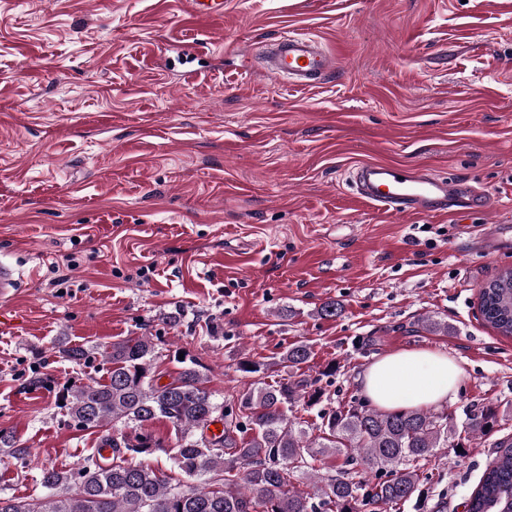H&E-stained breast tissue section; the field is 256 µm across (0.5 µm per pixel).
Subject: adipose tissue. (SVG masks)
<instances>
[{
	"instance_id": "ef3b65f1",
	"label": "adipose tissue",
	"mask_w": 512,
	"mask_h": 512,
	"mask_svg": "<svg viewBox=\"0 0 512 512\" xmlns=\"http://www.w3.org/2000/svg\"><path fill=\"white\" fill-rule=\"evenodd\" d=\"M462 369L447 354L401 350L376 358L359 384L373 406L385 412L440 406L455 398Z\"/></svg>"
}]
</instances>
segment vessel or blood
Masks as SVG:
<instances>
[{
    "label": "vessel or blood",
    "mask_w": 512,
    "mask_h": 512,
    "mask_svg": "<svg viewBox=\"0 0 512 512\" xmlns=\"http://www.w3.org/2000/svg\"><path fill=\"white\" fill-rule=\"evenodd\" d=\"M266 57L271 71L297 88L317 86L335 67L322 44L305 33L280 35ZM353 183L361 201L397 218L447 212L457 205L485 211L491 208L490 201L472 188L398 164L360 165Z\"/></svg>",
    "instance_id": "obj_1"
}]
</instances>
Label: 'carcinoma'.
Returning <instances> with one entry per match:
<instances>
[{
  "label": "carcinoma",
  "mask_w": 512,
  "mask_h": 512,
  "mask_svg": "<svg viewBox=\"0 0 512 512\" xmlns=\"http://www.w3.org/2000/svg\"><path fill=\"white\" fill-rule=\"evenodd\" d=\"M505 271L480 292L483 320L512 335V283ZM111 364L107 380L71 385L57 393L69 418L82 429L112 424L82 463L70 470L45 466L41 496L0 495V512H382L386 505L420 492L415 463L442 448L466 447L476 436L493 435L497 412L473 405L456 430L448 409L385 413L353 395L338 408L322 410L310 432L285 408L304 398L321 402L318 380L283 378L275 385L250 384L232 402L220 403L204 386L194 359L176 380L155 378V344L148 336L114 342L102 353ZM309 347L293 344L280 356L288 368L308 361ZM164 418L175 431L177 470L193 482L172 483L160 470L132 460L160 448L149 423ZM135 431L128 438L118 427ZM112 449L106 459L101 449ZM500 454L468 498V512H512V437L495 441ZM25 462L28 449L0 429V449ZM344 457L328 471L322 458ZM312 481V491L290 485V475Z\"/></svg>",
  "instance_id": "cac0c4a2"
}]
</instances>
